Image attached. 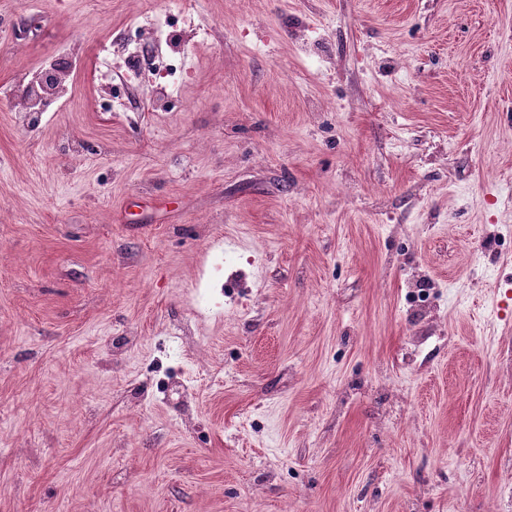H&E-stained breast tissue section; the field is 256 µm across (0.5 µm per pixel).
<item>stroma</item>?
<instances>
[{
  "mask_svg": "<svg viewBox=\"0 0 512 512\" xmlns=\"http://www.w3.org/2000/svg\"><path fill=\"white\" fill-rule=\"evenodd\" d=\"M191 7L131 124L170 0H0V512H512V0ZM130 27H145L148 40L135 44H100L96 49L95 80L104 89L118 77L131 85L139 84L143 78H159L155 89L154 107L161 110L169 97H178L188 68L186 56L175 50L170 39V22L166 15L138 16L128 22ZM126 59V69L116 72V60ZM64 74L61 70L56 75V81H47L44 84L40 82L27 83L26 92L23 98L13 101V112H15L18 122L21 125H28L32 122L33 115L40 116L39 112H47L48 101H57L56 89L62 82Z\"/></svg>",
  "mask_w": 512,
  "mask_h": 512,
  "instance_id": "obj_1",
  "label": "stroma"
}]
</instances>
